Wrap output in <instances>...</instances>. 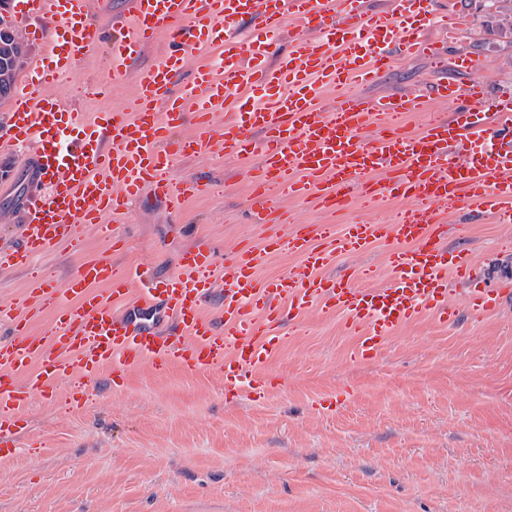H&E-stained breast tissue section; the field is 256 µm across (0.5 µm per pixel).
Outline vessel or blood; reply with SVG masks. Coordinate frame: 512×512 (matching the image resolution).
I'll use <instances>...</instances> for the list:
<instances>
[{
    "mask_svg": "<svg viewBox=\"0 0 512 512\" xmlns=\"http://www.w3.org/2000/svg\"><path fill=\"white\" fill-rule=\"evenodd\" d=\"M395 4L390 12L365 13L357 0H132V21L116 23L109 67L89 94L111 92L116 74L163 27L174 41L214 52L218 62L200 65L191 88L177 94L172 85L183 57L169 54L139 72L131 111L86 121L49 88L76 53L101 42L89 0H24L34 35L58 63L27 80L0 126V138L33 148L31 171L46 188L25 200L20 235L0 243L1 271L25 267L77 227L122 214L147 186L170 212H182L207 183L172 180L173 163L214 149L240 159L261 155L252 181L260 204L276 192L343 208L355 188L368 206L388 196L412 206L390 224L301 225L276 237L278 250L298 255L300 265L273 280L257 277L259 255L251 250L231 255L213 275L210 246L200 239L163 280L146 270L117 271L103 255L79 261L64 287L31 283L21 301L0 304V324L11 334L0 342L1 455L15 453L33 398L63 380L83 386L106 369L118 376L145 364L157 371L180 365L221 374L254 395L281 347V330L302 335V316L311 310L343 314L346 330L359 340L356 356L367 359L400 325L423 315L454 323L449 277L468 283L470 314L499 306L507 289L485 287L469 254L448 252L442 244L448 227L438 213L465 202L512 223V96L488 99L475 79L441 80L424 95L368 102L347 94V87L373 83L392 66V46L433 52L423 39L432 0ZM289 18L310 31L266 65L269 35ZM322 84L342 91L329 112L316 105ZM241 89L249 99L238 104ZM436 100L467 106L454 118H431L420 132L405 128L406 117L429 111ZM229 103L233 118L216 125L218 108ZM378 242L386 247L385 287H363L372 272L361 267L343 279L323 276L337 257ZM47 309L54 334L31 332Z\"/></svg>",
    "mask_w": 512,
    "mask_h": 512,
    "instance_id": "obj_1",
    "label": "vessel or blood"
}]
</instances>
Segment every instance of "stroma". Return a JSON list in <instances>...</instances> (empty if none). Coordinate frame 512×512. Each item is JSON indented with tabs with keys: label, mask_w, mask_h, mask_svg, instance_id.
I'll return each instance as SVG.
<instances>
[{
	"label": "stroma",
	"mask_w": 512,
	"mask_h": 512,
	"mask_svg": "<svg viewBox=\"0 0 512 512\" xmlns=\"http://www.w3.org/2000/svg\"><path fill=\"white\" fill-rule=\"evenodd\" d=\"M130 0L91 8L102 46L79 55L59 92L84 119L127 112L138 72L174 48L168 33L128 63L111 95L87 94L108 68L112 19ZM424 31L444 56L398 57L373 84L355 89L369 101L419 95L439 79L467 82L454 66L470 54L491 94L512 93V26L488 0H434ZM260 156L240 160L217 150L174 162L176 180L200 176L210 189L170 215L150 190L132 199L109 229L80 227L72 241L0 272V302L41 281L59 287L81 259L111 253L117 267L143 266L159 278L176 272L182 252L206 239L215 269L235 251H260L266 280L295 270L297 255L265 253L268 238L299 224L393 221L402 199L380 201L376 213L336 211L314 201L278 197L286 221L256 215L250 176ZM0 239L19 231L24 198L38 190L25 154L0 150ZM448 251H470L487 287L512 284V223L498 224L464 203L445 208ZM385 248L337 259L325 276L355 267L387 283ZM449 301L463 303L467 285L449 279ZM301 339H284L266 368L261 398L225 385L223 376L143 366L123 381L104 373L87 387L84 405L36 396L18 450L0 457V512H512V298L480 318L462 310L451 325L423 316L400 327L373 359L356 360L357 342L341 315L314 310Z\"/></svg>",
	"instance_id": "35a3bbf8"
}]
</instances>
